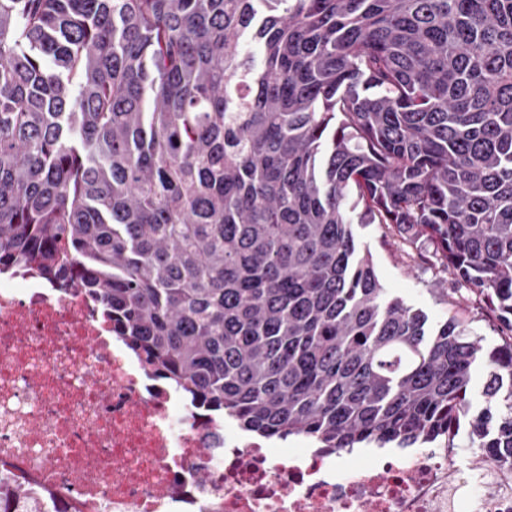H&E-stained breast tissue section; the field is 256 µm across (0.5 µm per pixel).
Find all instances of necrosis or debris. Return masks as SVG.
<instances>
[{
	"label": "necrosis or debris",
	"mask_w": 512,
	"mask_h": 512,
	"mask_svg": "<svg viewBox=\"0 0 512 512\" xmlns=\"http://www.w3.org/2000/svg\"><path fill=\"white\" fill-rule=\"evenodd\" d=\"M149 378L79 292L0 280V474L48 512H512V469L460 468L447 439L277 451Z\"/></svg>",
	"instance_id": "1"
}]
</instances>
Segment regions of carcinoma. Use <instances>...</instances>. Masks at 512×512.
<instances>
[{
  "mask_svg": "<svg viewBox=\"0 0 512 512\" xmlns=\"http://www.w3.org/2000/svg\"><path fill=\"white\" fill-rule=\"evenodd\" d=\"M355 212L512 332V0H0V274L321 450L454 447L481 361L472 443L512 468V345L383 299Z\"/></svg>",
  "mask_w": 512,
  "mask_h": 512,
  "instance_id": "cac0c4a2",
  "label": "carcinoma"
}]
</instances>
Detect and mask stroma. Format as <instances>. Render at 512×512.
Instances as JSON below:
<instances>
[{"mask_svg":"<svg viewBox=\"0 0 512 512\" xmlns=\"http://www.w3.org/2000/svg\"><path fill=\"white\" fill-rule=\"evenodd\" d=\"M353 232L360 250L370 255L388 297L422 310L430 323L453 317L468 324L486 347L501 344V326L493 308L477 290L443 272L429 240L421 237L407 244L390 224H357Z\"/></svg>","mask_w":512,"mask_h":512,"instance_id":"obj_1","label":"stroma"}]
</instances>
